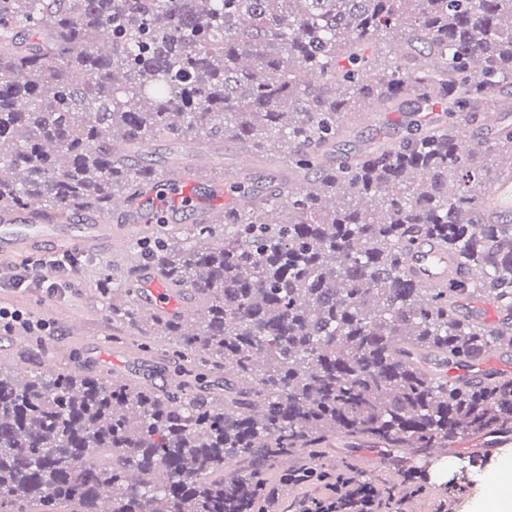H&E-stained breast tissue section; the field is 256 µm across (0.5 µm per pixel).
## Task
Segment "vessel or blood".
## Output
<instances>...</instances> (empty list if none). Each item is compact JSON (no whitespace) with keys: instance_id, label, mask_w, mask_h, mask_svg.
<instances>
[{"instance_id":"1","label":"vessel or blood","mask_w":512,"mask_h":512,"mask_svg":"<svg viewBox=\"0 0 512 512\" xmlns=\"http://www.w3.org/2000/svg\"><path fill=\"white\" fill-rule=\"evenodd\" d=\"M227 187L214 184L198 188L185 170L172 171L161 183L144 185L139 200L125 199L116 203L115 223H96L79 218L67 224L44 219L36 211L0 208V256L21 257L46 250H61L69 246L96 249L109 245L115 253H122L140 227L141 221L157 217L172 220L174 213L188 211L198 216L206 213L209 203L226 197ZM484 220L499 224L512 223V175L504 176L493 188L482 211ZM409 276L420 287L436 288L456 276L455 257L447 249L432 242H424L410 250L405 258ZM132 293L143 312L156 316L167 312L183 320H191L196 306L190 291L173 292L166 288L158 274L143 269L132 285ZM512 366V359L499 352H491L482 361L447 370L450 380L475 382L490 371H501Z\"/></svg>"}]
</instances>
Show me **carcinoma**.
Returning a JSON list of instances; mask_svg holds the SVG:
<instances>
[{
    "instance_id": "1",
    "label": "carcinoma",
    "mask_w": 512,
    "mask_h": 512,
    "mask_svg": "<svg viewBox=\"0 0 512 512\" xmlns=\"http://www.w3.org/2000/svg\"><path fill=\"white\" fill-rule=\"evenodd\" d=\"M398 30L406 51L378 66ZM511 81L512 0H0V204L110 224L115 196L163 181L137 160L160 139L288 158L246 204L135 241L123 280L100 271L107 316L143 354L156 335L192 355L182 388L0 367V512H101L106 490L112 512H262L265 468L286 457L292 484L322 485L335 435L391 452L512 429L511 376L431 367L512 351V224L477 221L512 172V123L458 146L488 108L512 112ZM434 99L439 131L410 121L337 153L364 107ZM422 240L455 255L447 286L406 273ZM144 266L195 292L194 325H144L127 288ZM460 300L498 320L461 317Z\"/></svg>"
}]
</instances>
